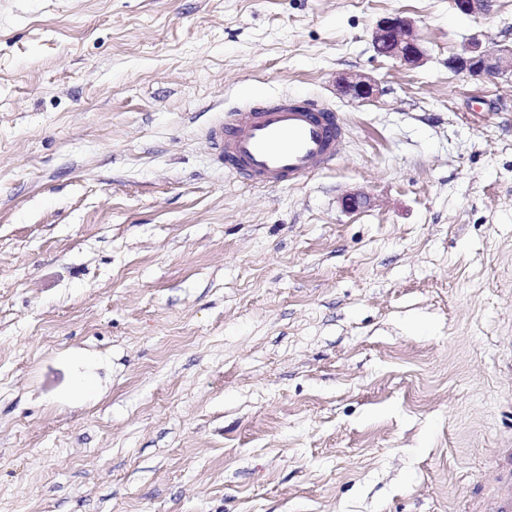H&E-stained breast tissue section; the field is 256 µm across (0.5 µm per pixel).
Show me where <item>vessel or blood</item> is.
<instances>
[{
	"mask_svg": "<svg viewBox=\"0 0 512 512\" xmlns=\"http://www.w3.org/2000/svg\"><path fill=\"white\" fill-rule=\"evenodd\" d=\"M346 126L317 103L283 95L225 112L207 132L225 170L253 184H292L333 165ZM491 512H512V472L486 492Z\"/></svg>",
	"mask_w": 512,
	"mask_h": 512,
	"instance_id": "1",
	"label": "vessel or blood"
}]
</instances>
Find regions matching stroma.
<instances>
[{"mask_svg": "<svg viewBox=\"0 0 512 512\" xmlns=\"http://www.w3.org/2000/svg\"><path fill=\"white\" fill-rule=\"evenodd\" d=\"M390 15L419 66L375 52ZM475 35L512 45V0H0V512L480 498L512 442V74L449 68ZM286 93L345 122L336 165L216 166L207 128ZM374 86L372 80L362 77H347L338 84V93L345 97L369 100L374 95Z\"/></svg>", "mask_w": 512, "mask_h": 512, "instance_id": "35a3bbf8", "label": "stroma"}]
</instances>
